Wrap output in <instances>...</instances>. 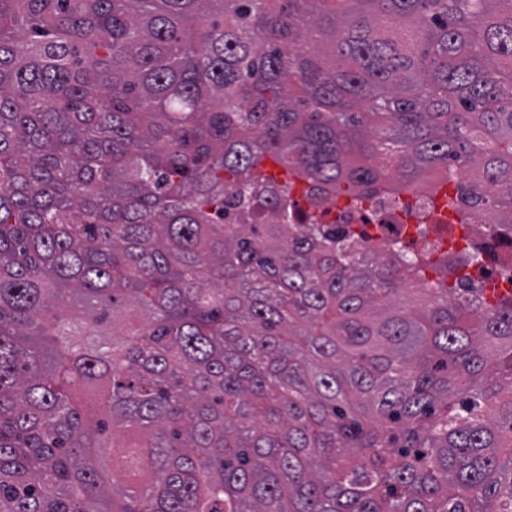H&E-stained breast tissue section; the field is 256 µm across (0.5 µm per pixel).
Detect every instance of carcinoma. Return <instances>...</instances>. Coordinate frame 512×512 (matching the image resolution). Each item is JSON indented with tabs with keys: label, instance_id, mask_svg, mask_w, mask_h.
<instances>
[{
	"label": "carcinoma",
	"instance_id": "carcinoma-1",
	"mask_svg": "<svg viewBox=\"0 0 512 512\" xmlns=\"http://www.w3.org/2000/svg\"><path fill=\"white\" fill-rule=\"evenodd\" d=\"M430 170L512 225V0H0V512H512V295L288 223Z\"/></svg>",
	"mask_w": 512,
	"mask_h": 512
}]
</instances>
